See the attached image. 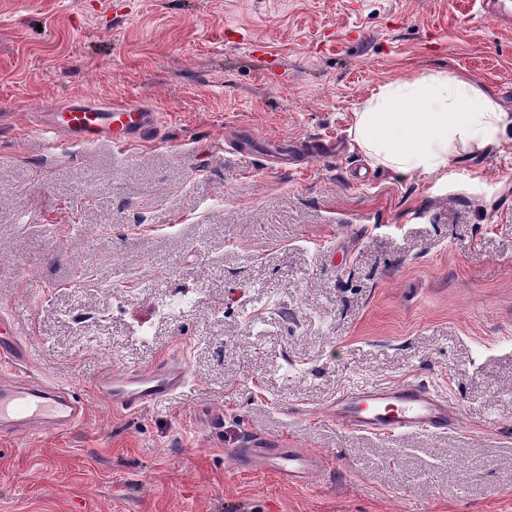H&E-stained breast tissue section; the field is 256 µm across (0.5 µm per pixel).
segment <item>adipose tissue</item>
Returning a JSON list of instances; mask_svg holds the SVG:
<instances>
[{
    "label": "adipose tissue",
    "instance_id": "adipose-tissue-1",
    "mask_svg": "<svg viewBox=\"0 0 512 512\" xmlns=\"http://www.w3.org/2000/svg\"><path fill=\"white\" fill-rule=\"evenodd\" d=\"M349 135L371 165L439 175L452 160L512 142V114L466 76L431 71L381 85L355 110Z\"/></svg>",
    "mask_w": 512,
    "mask_h": 512
}]
</instances>
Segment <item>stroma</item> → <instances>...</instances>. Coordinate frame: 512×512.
<instances>
[{"mask_svg": "<svg viewBox=\"0 0 512 512\" xmlns=\"http://www.w3.org/2000/svg\"><path fill=\"white\" fill-rule=\"evenodd\" d=\"M432 70L512 113V26L477 0H0V311L86 408L0 437V512H512V144L399 177L348 134ZM78 96L161 135L48 149L37 113ZM180 351L167 404L97 395ZM414 381L457 428L322 413ZM254 445L321 466L232 469ZM236 466L263 464L256 469L275 472L288 485H299L318 468L316 458L297 448H238L230 455Z\"/></svg>", "mask_w": 512, "mask_h": 512, "instance_id": "1", "label": "stroma"}]
</instances>
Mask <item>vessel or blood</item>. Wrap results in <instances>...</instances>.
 Segmentation results:
<instances>
[{
    "label": "vessel or blood",
    "mask_w": 512,
    "mask_h": 512,
    "mask_svg": "<svg viewBox=\"0 0 512 512\" xmlns=\"http://www.w3.org/2000/svg\"><path fill=\"white\" fill-rule=\"evenodd\" d=\"M42 130L67 144H86L106 139L116 146L158 136L161 116L153 108L80 99L43 113ZM10 315L0 314V355L16 364L25 361L23 348L14 338ZM187 384L182 363L161 362L149 369L101 377L100 396L121 409L138 412L161 404ZM336 423L373 434H397L413 430L444 432L459 420L448 402L421 383L373 384L339 391L325 408ZM85 407L63 385L17 372L0 380V434L12 437L34 431H64L80 424ZM235 465L260 464L289 485L306 482L317 461L295 448H239Z\"/></svg>",
    "instance_id": "vessel-or-blood-1"
}]
</instances>
